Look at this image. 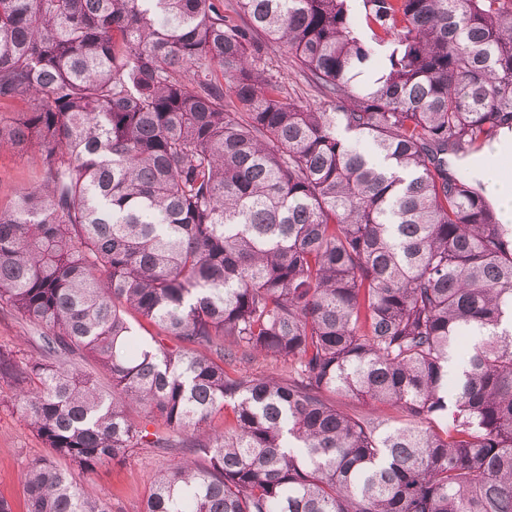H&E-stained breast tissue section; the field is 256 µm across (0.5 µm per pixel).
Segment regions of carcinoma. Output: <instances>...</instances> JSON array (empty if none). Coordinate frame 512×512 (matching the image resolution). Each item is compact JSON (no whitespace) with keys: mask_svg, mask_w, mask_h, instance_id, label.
<instances>
[{"mask_svg":"<svg viewBox=\"0 0 512 512\" xmlns=\"http://www.w3.org/2000/svg\"><path fill=\"white\" fill-rule=\"evenodd\" d=\"M15 99L0 147L45 172L0 206V308L40 340L0 346L48 449L26 512H112L83 479L138 448L185 449L139 512H512V225L448 166L512 133V0H0ZM266 58L268 66L275 74L282 77V80L290 91L294 89L310 104L316 105L319 103L317 94L306 86L299 73L291 67L287 55L281 51H273L270 49L268 50Z\"/></svg>","mask_w":512,"mask_h":512,"instance_id":"carcinoma-1","label":"carcinoma"}]
</instances>
